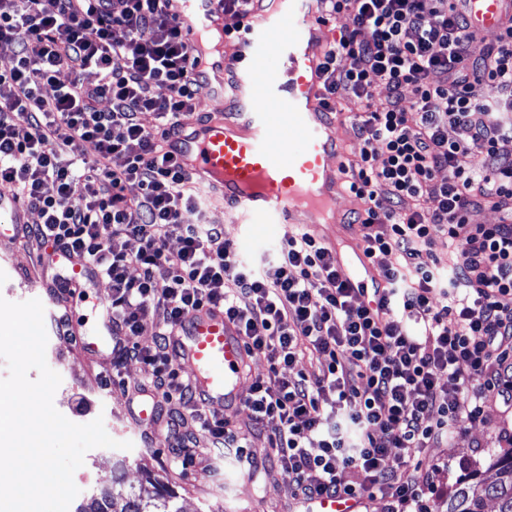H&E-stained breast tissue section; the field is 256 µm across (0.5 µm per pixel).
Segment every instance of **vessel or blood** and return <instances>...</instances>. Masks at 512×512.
<instances>
[{
    "mask_svg": "<svg viewBox=\"0 0 512 512\" xmlns=\"http://www.w3.org/2000/svg\"><path fill=\"white\" fill-rule=\"evenodd\" d=\"M216 0H183L182 19L195 35L212 31L223 15ZM479 31L497 32L512 0H462ZM318 0H278L250 19L248 39L235 54L217 62L199 58L195 68L215 96H223L222 74H235L232 110L225 119L199 124L173 141L177 161L199 184L214 189L238 209L246 225L285 228L328 223L344 178L334 157L341 143L334 117L324 108L326 92L319 64L327 41ZM25 206L0 194V239L8 228L26 223ZM68 290L41 294L44 304L70 306L93 275L92 269L66 252ZM172 345L188 364L197 400L209 407L240 404V381L248 355L236 328L223 312L205 309L189 314ZM303 512H358L357 500L321 495L303 502Z\"/></svg>",
    "mask_w": 512,
    "mask_h": 512,
    "instance_id": "b4317fda",
    "label": "vessel or blood"
}]
</instances>
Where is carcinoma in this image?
Here are the masks:
<instances>
[{"instance_id": "cac0c4a2", "label": "carcinoma", "mask_w": 512, "mask_h": 512, "mask_svg": "<svg viewBox=\"0 0 512 512\" xmlns=\"http://www.w3.org/2000/svg\"><path fill=\"white\" fill-rule=\"evenodd\" d=\"M495 480L489 484L465 481L448 498L445 512H485V504L493 500L497 512H512V448L497 455L491 464ZM112 512H183L172 491L156 490L143 495L130 491L112 493Z\"/></svg>"}]
</instances>
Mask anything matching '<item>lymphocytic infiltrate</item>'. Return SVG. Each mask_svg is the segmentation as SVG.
<instances>
[{"label": "lymphocytic infiltrate", "mask_w": 512, "mask_h": 512, "mask_svg": "<svg viewBox=\"0 0 512 512\" xmlns=\"http://www.w3.org/2000/svg\"><path fill=\"white\" fill-rule=\"evenodd\" d=\"M424 2L321 0L325 21L347 20L320 69L330 112L346 94L357 107L362 147L342 173L363 204L352 217L363 253L385 283L367 293L310 233L250 266L200 221L195 183L169 147L198 86L171 0H0V42L16 46L0 64V185L39 212V240L108 280L112 365L152 366L148 390L171 410L164 429L182 460L200 432L247 455L177 368L171 338L204 308L266 357L269 373L243 404L301 500L379 497L386 512H433L434 473L417 452L479 420L488 395L512 409V156L499 148L512 138V19L486 44L453 0ZM145 112L155 129L141 124ZM484 206L501 222L473 223ZM442 238L444 262L433 250ZM151 314L161 332L143 347ZM308 354L317 372L285 375Z\"/></svg>", "instance_id": "f902f5d3"}]
</instances>
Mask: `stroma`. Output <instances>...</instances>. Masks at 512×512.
Instances as JSON below:
<instances>
[{"instance_id":"obj_1","label":"stroma","mask_w":512,"mask_h":512,"mask_svg":"<svg viewBox=\"0 0 512 512\" xmlns=\"http://www.w3.org/2000/svg\"><path fill=\"white\" fill-rule=\"evenodd\" d=\"M206 220L219 225L226 239L236 243L248 257L274 253L286 229H264L247 235L237 213L227 208L216 194H209L206 202ZM43 248L34 237L17 244H0V266H18L11 278L0 277V297L17 301L23 287L42 285L41 268L37 257ZM61 366L70 386L56 390L55 408L71 422L82 424L97 417L110 421L108 432L118 441L131 442V449H103L92 458H85L84 468L98 474L100 480H109L116 459L127 461L125 488L145 486L147 477H155L172 487L179 495L183 512H290L294 504V486L277 471V462L269 455L266 433L258 430L247 408L230 409L232 425L242 445L257 460L253 473L242 471L232 459L216 456L211 468L200 464L181 466L172 463L168 448L170 442L155 420L139 421L134 417L135 387L152 378L150 365L137 360L127 361L119 375L102 382L100 372L112 365L110 348L102 346L96 352L95 363H88L70 339L61 342ZM512 446V413L505 412L495 395H488L481 421L468 426L458 435L435 444L418 454L422 468L437 467L435 477L440 495L438 505H446L458 483L471 475L490 481L495 477L489 464L502 449Z\"/></svg>"}]
</instances>
